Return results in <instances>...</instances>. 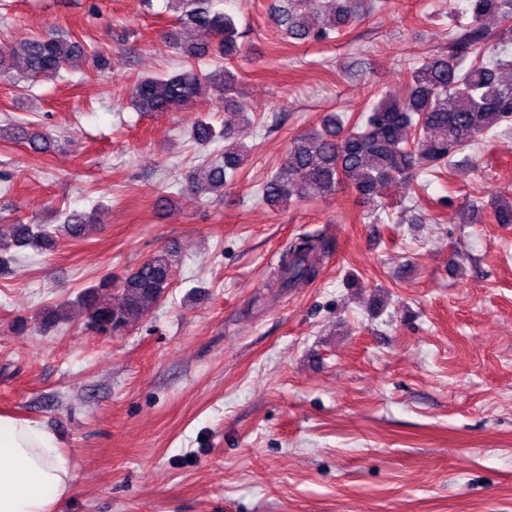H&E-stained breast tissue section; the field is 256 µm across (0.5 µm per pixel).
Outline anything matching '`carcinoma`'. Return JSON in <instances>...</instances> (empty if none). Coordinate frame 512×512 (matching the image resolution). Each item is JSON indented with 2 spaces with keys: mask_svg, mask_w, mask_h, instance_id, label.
<instances>
[{
  "mask_svg": "<svg viewBox=\"0 0 512 512\" xmlns=\"http://www.w3.org/2000/svg\"><path fill=\"white\" fill-rule=\"evenodd\" d=\"M471 24L462 34L450 35V54H430L409 68L405 91L386 93L365 116L352 123L334 114L319 127L289 142L280 166L260 189L273 207L291 199L323 197L342 183L352 186L364 202L375 203L378 186L414 173L435 172L453 157L471 151L480 137L503 121H512V0H466ZM219 0H167L176 14L180 31L164 38L183 56L185 64L172 73L146 75L136 80L130 94L132 107L143 113L167 112L187 106L203 87H210L224 101V126L216 129L205 119L191 129L192 140L201 147L222 139L224 156L208 163L192 177L189 189L206 197L221 193L249 154L237 140V128L251 123V115L236 100L237 75L227 67L242 54L233 15L218 8ZM360 0H284L277 23L287 39L309 42L329 39L352 25L359 16ZM497 19V42L490 44L483 22ZM202 31L210 42H185L180 33ZM224 59L226 67L203 73L193 61L210 56ZM22 62L20 78L33 82L54 80L67 69L109 66V58L89 54L71 36L52 34L0 49V76H10ZM11 139L26 143L36 152H48L53 139L25 126L9 129ZM497 224H512V202L490 200L486 204ZM94 214L72 210L61 213L60 223L0 224V251L11 247H55L57 234L82 235ZM332 240L323 235L302 236L289 243L281 262L283 287L300 288L313 282L320 261L330 253ZM174 260L159 253L139 264L122 281L121 303L113 305L112 279H101L77 298L87 314V326L97 332H117L149 314L165 297L174 278ZM65 319L63 306L45 308L38 324L48 329Z\"/></svg>",
  "mask_w": 512,
  "mask_h": 512,
  "instance_id": "obj_1",
  "label": "carcinoma"
}]
</instances>
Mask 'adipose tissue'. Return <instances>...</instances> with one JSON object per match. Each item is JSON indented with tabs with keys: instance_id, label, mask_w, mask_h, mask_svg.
<instances>
[{
	"instance_id": "obj_1",
	"label": "adipose tissue",
	"mask_w": 512,
	"mask_h": 512,
	"mask_svg": "<svg viewBox=\"0 0 512 512\" xmlns=\"http://www.w3.org/2000/svg\"><path fill=\"white\" fill-rule=\"evenodd\" d=\"M75 470L42 426L0 415V512H60Z\"/></svg>"
}]
</instances>
